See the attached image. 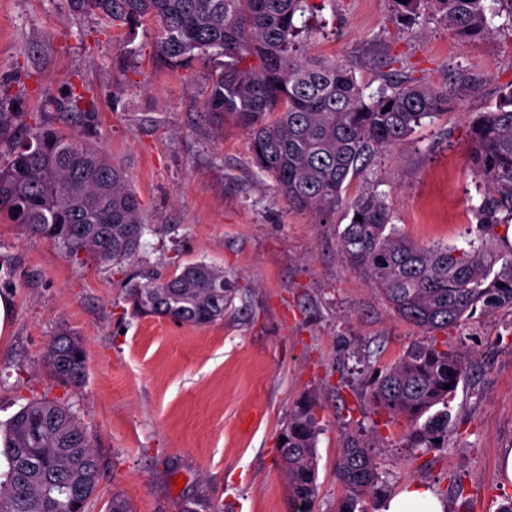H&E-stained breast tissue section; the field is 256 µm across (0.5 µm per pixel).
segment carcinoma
Instances as JSON below:
<instances>
[{"instance_id":"cac0c4a2","label":"carcinoma","mask_w":512,"mask_h":512,"mask_svg":"<svg viewBox=\"0 0 512 512\" xmlns=\"http://www.w3.org/2000/svg\"><path fill=\"white\" fill-rule=\"evenodd\" d=\"M409 24L422 4L443 13L461 41L490 34L488 0H393ZM110 23L155 27L159 67L177 71L216 60L205 111L222 123L232 117L249 135L254 164L273 178L288 205L326 218L342 203L349 176L371 147L387 148L410 136L422 121L451 108L448 93L402 80L365 94L346 63L299 53L305 13L315 0H72ZM468 166L485 188L472 206L476 238L463 244L409 240L383 198L364 194L339 236L347 262L402 319L442 330L477 308L512 309V241L497 229L512 224V90L469 127ZM361 220H356V216ZM0 219L30 237L85 252L101 264L134 257L146 230L141 205L125 171L100 149L52 127L37 126L0 163ZM236 289L224 269L204 261L166 276L131 279L126 300L139 316L206 327L224 321ZM44 362L59 383L78 387L86 376L81 337L62 331L48 343ZM466 368L449 349L416 342L377 372L375 405L411 422V448H442L450 403ZM449 383L451 387L444 388ZM318 400L296 404L278 433L279 462L293 512H314L318 494L321 428ZM0 512H84L102 473L93 436L71 407L35 399L0 423ZM347 489L337 512L357 509L369 496L388 492L376 459L350 440L336 461ZM179 512H223L206 499H186Z\"/></svg>"}]
</instances>
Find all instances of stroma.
I'll return each instance as SVG.
<instances>
[{
  "label": "stroma",
  "instance_id": "1",
  "mask_svg": "<svg viewBox=\"0 0 512 512\" xmlns=\"http://www.w3.org/2000/svg\"><path fill=\"white\" fill-rule=\"evenodd\" d=\"M499 9L491 35L461 42L430 7L409 28L392 0H324L299 38L308 55L349 64L368 92L407 78L447 90L452 109L366 156L344 195L382 193L413 241L460 243L476 230L467 129L512 90V0ZM153 43L152 25L115 27L71 0H0V109L15 115L12 136L44 125L100 148L126 171L150 227L139 254L115 267L0 221V254L11 259L0 294L13 301L0 336V421L36 397L71 407L104 469L85 512H105L115 493L134 512H178L196 497L224 512H290L276 434L311 395L321 404L315 512H336L344 498L336 459L352 438L372 448L390 490L419 483L446 512H498L512 498L500 468L512 448V310L435 332L400 319L342 258L344 208L324 221L290 208L253 165L246 131L206 113L214 65L159 68ZM75 91L88 115L71 111ZM200 260L223 267L240 312L208 327L132 313V275ZM63 330L85 343L78 388L43 363ZM429 339L454 350L467 375L447 445L423 451L370 392L376 369Z\"/></svg>",
  "mask_w": 512,
  "mask_h": 512
}]
</instances>
